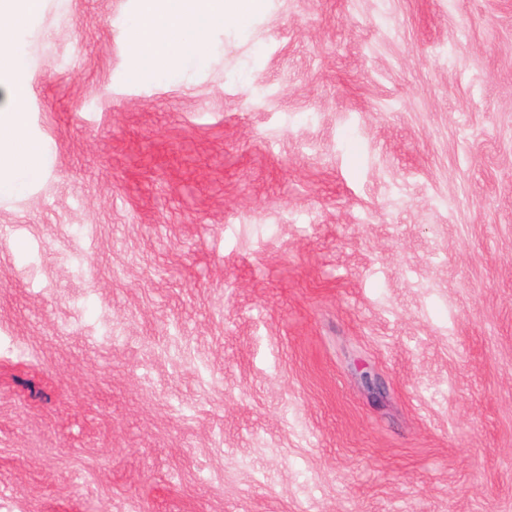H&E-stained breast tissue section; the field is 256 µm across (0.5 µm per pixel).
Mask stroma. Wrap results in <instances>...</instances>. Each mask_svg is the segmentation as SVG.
<instances>
[{"label": "stroma", "instance_id": "stroma-1", "mask_svg": "<svg viewBox=\"0 0 512 512\" xmlns=\"http://www.w3.org/2000/svg\"><path fill=\"white\" fill-rule=\"evenodd\" d=\"M137 10L17 36L0 512H512V0H267L134 81Z\"/></svg>", "mask_w": 512, "mask_h": 512}]
</instances>
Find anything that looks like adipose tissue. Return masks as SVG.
I'll list each match as a JSON object with an SVG mask.
<instances>
[{
	"mask_svg": "<svg viewBox=\"0 0 512 512\" xmlns=\"http://www.w3.org/2000/svg\"><path fill=\"white\" fill-rule=\"evenodd\" d=\"M41 8V0H0V197L24 192L43 170L46 145L28 132L27 86L16 76L19 62L14 38ZM266 8V0H140L132 21L129 76L193 61L207 66L200 45L213 25L222 22L247 32Z\"/></svg>",
	"mask_w": 512,
	"mask_h": 512,
	"instance_id": "1",
	"label": "adipose tissue"
}]
</instances>
